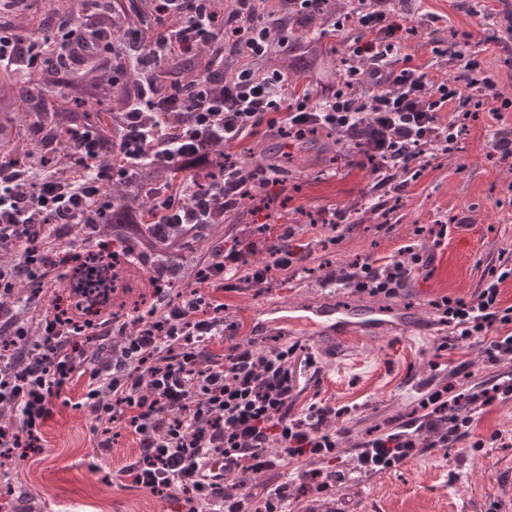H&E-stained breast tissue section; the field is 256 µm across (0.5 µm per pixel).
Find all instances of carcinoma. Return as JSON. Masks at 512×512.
<instances>
[{"mask_svg": "<svg viewBox=\"0 0 512 512\" xmlns=\"http://www.w3.org/2000/svg\"><path fill=\"white\" fill-rule=\"evenodd\" d=\"M51 4L52 15L76 18L79 10L76 0H51ZM259 9L270 25L271 48L267 59L281 62L279 72L286 81L305 80L308 87L322 90L335 87L340 75L336 48L323 46L321 33L343 15L336 11V0H321L305 10L297 8L293 0H261ZM101 10L109 17L112 36L117 40L125 31L134 29L146 46L157 34L152 5L139 7L131 0H106ZM285 30L289 38L286 51L279 45L281 32ZM212 59L211 46L203 44L148 75L133 68L118 73L104 63L92 65L78 80L65 78L53 66L43 68L35 83L8 70L0 73V158L27 170L35 165L47 166L66 181L76 149L72 131L92 127L98 133L93 164L116 170L110 203L104 212L91 215L89 224L67 226V233L73 239L84 242L79 251L84 258L95 260V246L108 236L115 242L112 255L130 260V277L138 283L165 284L179 292L198 286L202 268L187 262L186 254L191 252L192 244L203 241L224 220L196 226L175 224L162 233L156 227L162 206L148 197L145 188L162 184L171 196L181 195L187 186L201 194L215 192L224 183V146L186 154L171 163H148L129 170L120 143L127 134L122 127L123 112L132 96L149 83L162 88L172 82H187ZM238 66V56L228 50L215 71L230 81L236 76ZM336 140V131L328 128L313 130L304 138L307 143H322L326 152L336 146ZM263 152L249 177V187L253 190L267 179L270 166L284 169L290 162V156L277 149L265 148ZM124 306L125 303H120L119 310L109 311L107 317L117 327L133 330L143 316L128 313L120 317ZM66 309L78 312L82 327L87 330L101 321L99 317H86L77 293Z\"/></svg>", "mask_w": 512, "mask_h": 512, "instance_id": "carcinoma-1", "label": "carcinoma"}]
</instances>
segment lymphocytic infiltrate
Listing matches in <instances>:
<instances>
[{"mask_svg": "<svg viewBox=\"0 0 512 512\" xmlns=\"http://www.w3.org/2000/svg\"><path fill=\"white\" fill-rule=\"evenodd\" d=\"M213 2L155 0L160 32L142 48L141 64L150 72L197 45L229 38L245 57L237 77L217 89L208 69L189 89L174 86L162 94L152 90L131 99L127 119L133 132L121 144L126 159L171 162L213 142L231 145L256 136L264 126L296 139L327 127L354 140L377 189L400 196L408 190L411 174L424 169L427 147L455 150L459 127L472 107L498 121L491 147L504 158L512 157V129L501 124L504 113L512 110V100L502 97L498 77L481 51L452 43L450 55L462 69L454 78L440 81L404 54L405 36L428 32L436 17L403 26L371 8L337 20L336 29L354 25L370 32V40L348 50L349 57L363 58L367 65L345 70L329 93L312 97L289 91L281 73L258 69L269 48V34L263 17L253 12L252 0H239L238 13L226 20ZM77 43L106 54L117 51L111 36L89 27L73 29L67 21L61 51L52 59L33 36L0 26V66H14L32 76L49 63L64 66ZM145 111L182 112L186 120L164 129L161 140L150 142L137 131ZM74 140L89 161L85 182L64 183L45 174L30 180L24 191L0 188V243L26 244L15 264L0 266V409L13 414L9 423L0 424V456L10 457L17 448L40 447L41 428L55 400L81 377L85 389L80 406L92 417L91 433L98 448L109 452L112 429L128 430L139 453L123 467L126 479L159 497L173 489L181 491L186 512H245L243 498L225 496L223 482L208 467L212 459H223L224 472L231 475L271 469L272 448L284 459L335 458L336 435L324 427L335 408L320 401L309 406L305 418L292 413L295 347L265 349L252 338L221 355L206 349L207 342L227 329L218 297L225 282L260 286L274 271L287 280L295 277L301 258L287 246L294 235L291 228L279 232L281 244L269 265L253 262L251 250L235 245L216 251L200 288L174 297L159 291L152 321L138 332L119 336L111 322H102L95 338L111 342V353L88 351L71 323L54 315L42 319L43 342L31 340L28 319L4 301L15 296L20 277L45 280L52 266L47 247L33 240L37 225L82 223L98 210L108 190L99 180V167L91 163L97 148L95 131L76 130ZM250 167V162L240 160L225 169L216 194L186 190L183 199L162 214V224H203L217 210L227 218L235 215L249 195ZM429 263L424 251L416 248L404 257L367 259L329 272L325 282L392 299ZM511 280L512 255L490 265L472 294L434 301L454 341L479 344L495 361L512 358V305L501 299ZM509 395L511 387L496 383L472 394L456 391L451 384L427 388L418 400V421L368 440L362 460L383 468L403 464L416 447V428L435 433L442 447L454 448L469 436L483 407Z\"/></svg>", "mask_w": 512, "mask_h": 512, "instance_id": "lymphocytic-infiltrate-1", "label": "lymphocytic infiltrate"}]
</instances>
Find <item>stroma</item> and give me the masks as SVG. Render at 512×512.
<instances>
[{
	"label": "stroma",
	"mask_w": 512,
	"mask_h": 512,
	"mask_svg": "<svg viewBox=\"0 0 512 512\" xmlns=\"http://www.w3.org/2000/svg\"><path fill=\"white\" fill-rule=\"evenodd\" d=\"M426 12L438 15L439 21L431 37L406 40L404 51L414 63L425 66L433 79H443L445 71L430 41L446 44L451 32L468 33L470 43L484 44L490 66L502 75L499 92L512 99V69L503 65L512 60V24L506 19L512 0H489L479 10L471 0H399L395 20L403 24ZM490 123L487 113L471 112L453 154L432 159L386 214L353 215L352 227H339L337 242L310 232L308 225L319 212L351 209L368 193L378 202L384 196L373 191L372 177L358 156L340 152L329 164L323 153L311 151L303 165L277 172L267 181L260 191L262 212L241 210L221 224L203 249L192 253L194 263L205 264L212 251L257 234L263 224L267 230L259 236L269 246L276 244L281 226H294L291 245L307 255L291 282L275 278L261 289L221 292L224 318L236 329L208 348L220 353L246 341L254 333L256 317L269 324L265 347H277L284 340L297 345L293 411L304 416L317 398L336 407L337 416L325 426L339 431V460L331 464L290 459L259 474H235L243 492L258 495L289 480L292 512L309 505L315 512H512V397L486 407L470 438L455 448L433 447V434L422 433L428 450L416 452L400 468H370L361 450L362 443L408 421L427 383L448 375L468 389L500 376V364L490 361L480 347L441 350L449 330L432 307L441 296L474 292L499 253L512 252V159L492 153ZM454 217L461 219V226L451 225ZM446 223L451 229L442 243L419 233L420 228L430 231ZM407 245L427 249L433 259L398 298H372L324 284L329 270L394 255ZM327 303L374 309L381 323L342 338L335 352H324L316 329L297 326L296 321ZM406 315L414 316L416 327L403 323ZM310 356L315 366L307 365ZM83 392L79 381L62 393L43 428L42 448L0 468V492L10 491L17 512H178V497L158 498L149 490L130 487L122 475V467L137 451L128 431H119L110 454L100 455L90 432L92 418L76 406ZM495 432L502 433V440H492ZM315 470L335 471L327 490L312 487L308 475Z\"/></svg>",
	"instance_id": "1"
}]
</instances>
